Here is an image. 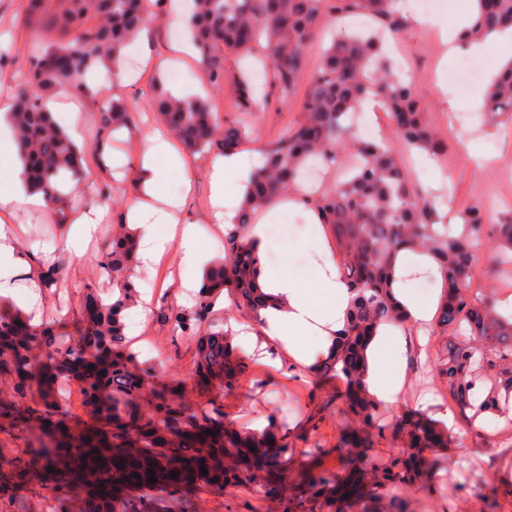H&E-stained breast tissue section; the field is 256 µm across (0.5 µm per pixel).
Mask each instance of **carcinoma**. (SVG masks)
<instances>
[{"mask_svg": "<svg viewBox=\"0 0 512 512\" xmlns=\"http://www.w3.org/2000/svg\"><path fill=\"white\" fill-rule=\"evenodd\" d=\"M56 18L70 38L29 58V77L39 93L23 90L11 123L20 160L32 185L50 209L64 217L68 196L60 190L68 178L81 180L84 154L53 119L46 99L58 91L83 94L84 76L109 66L140 31L159 19L140 0H65ZM396 0H193L189 28L204 63L205 79L224 88V56H245L264 41L265 67L278 101H288L307 64L306 48L329 20L361 14L392 36L406 24ZM95 16V24L87 19ZM512 28V0H475L471 24L462 32L470 41ZM238 110L249 113L268 94L246 73L236 80ZM370 96L388 112L400 139L410 150L436 156L448 141L425 119L419 91L397 78L382 55V43L362 35L334 39L321 68L303 94L304 119L262 151L260 165L247 183L235 229L224 236V260L212 265L189 310H163L160 316L180 335L195 342L193 380L198 385L232 388L246 367L229 330L196 327L208 321L217 300L229 291L239 306L256 315L266 296L259 281L262 263L242 234L254 214L273 199L303 187V171L317 165L334 173V181L304 192L306 204L331 227L343 278L355 293L346 322L337 333L336 353L310 368L316 377L333 375L345 383L339 398L352 423L343 427L338 469L315 466L294 483H284L294 453L288 433L275 418L261 430L234 428L219 405L193 404L179 383L155 382L157 373L133 368L135 356L125 338L124 311L136 297L128 271L137 242L126 230L124 213L112 212V238L100 263L112 278L118 298H100L94 286L84 294L85 326L73 337L59 324L31 323L18 310L0 306V371L14 376L0 414L32 427L30 471L39 481L48 467L66 476L62 512H155L142 496L151 489H189L205 483L215 490L233 486L266 499L288 501L283 512H413L406 494L433 489L428 453L448 447V428L420 413L392 425L405 446L383 467L369 456L374 431L380 430V404L367 392V350L380 325L405 322L392 289L399 252L427 253L438 266L442 295L439 326L448 332V361L441 373L454 406L471 424L493 412L512 411V321L498 312L493 288L473 287L476 252L489 248L497 276L512 280V215L494 218L477 203L460 214L461 229L441 223L426 190L413 180L384 140L361 139L345 116ZM151 106L184 151L233 152L252 133L243 120L221 121L210 102L173 97L154 88ZM484 115L496 125L512 118V61L490 82ZM135 125L124 99L107 102L97 113L90 147L101 154L114 133ZM57 267L41 268V285L59 287ZM78 384L88 419L76 423L63 408L61 386ZM36 398L38 403L28 404ZM101 460H96V457ZM207 474H202L201 469ZM154 474H148V471ZM178 476L172 478L170 473ZM154 476L157 481L150 482Z\"/></svg>", "mask_w": 512, "mask_h": 512, "instance_id": "carcinoma-1", "label": "carcinoma"}]
</instances>
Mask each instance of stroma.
Listing matches in <instances>:
<instances>
[{
  "label": "stroma",
  "instance_id": "stroma-1",
  "mask_svg": "<svg viewBox=\"0 0 512 512\" xmlns=\"http://www.w3.org/2000/svg\"><path fill=\"white\" fill-rule=\"evenodd\" d=\"M29 0H0V40H10L14 51L0 59V98H16L22 88V76L27 71V60L32 51L50 44L68 40L69 34L54 24L60 0H42L39 17L28 18ZM190 0H171L167 16L159 23L152 42L155 56L168 55V46L179 39H187L184 19L190 10ZM405 53L408 82L421 88L425 118L441 135L448 139V156L456 165L449 169L447 177L428 171L422 165V154L407 151L390 124L386 113L373 115V124L367 127L368 135L384 139L400 156L410 174L419 177L427 187L429 198L436 204L450 203L453 213H461L477 202L479 195L512 197V181L492 183L486 172L478 170L468 158L469 143L485 145L489 150L512 158V138L503 136L498 126L481 124L477 113L467 111L468 96H457L458 110L449 111L439 94L440 87L450 86L453 64H442L437 43L428 39L426 31L415 25H407L398 39ZM329 40L316 35L307 48V66L299 78V91L288 103H273L258 107L247 121L253 130L252 140L246 141L244 150L251 151L268 146L303 119L301 92L315 78L321 65L323 52ZM224 69L229 77L223 89L207 86L202 76V64L197 52H189L179 66V79H172L170 71L156 67H143L137 79L127 85L108 89L105 75L90 79L91 91L79 100L83 113L82 142L90 144L94 119L106 97L122 98L135 108L136 126L120 134L125 145L119 150L124 160L123 170L114 176H102L98 189H111V199L120 209H127L136 199L126 182V169L136 166L143 148L145 131L158 127L159 116L150 105L153 84L164 81L167 88L181 87L186 90L201 88L202 95L215 104L221 119L230 121L239 116L233 77L238 73L235 56L224 59ZM202 153L191 154L193 179L191 190H184L180 178H173L163 186L164 193L181 196L179 213L189 220H200L199 233L208 247L212 259L224 255V232L216 224L202 223L201 218L210 207L207 170L201 164ZM279 235L267 238L261 261L264 272L292 270L301 277H309L311 267L304 246L306 224L296 213L284 212L277 222ZM15 234L23 249L38 255L42 261L58 266L62 271L60 287L45 291L40 302L47 320L66 326L69 332H77L82 325V301L85 287L94 284L103 288L110 282L99 266L102 239H95L78 255L66 250V228L51 213L19 214L14 224ZM141 292L151 293L152 313L139 328L146 336L151 350L137 354L138 362L155 365L159 376L177 380L185 388L189 398L204 402L208 393L199 389L192 374L195 364V346L184 337L176 335L171 323L157 315V308L188 309L192 298L181 296L177 283L179 265L175 251H168L149 273L135 278ZM407 342V372L401 395L396 403L383 407V422L391 424L406 413L418 411L427 415L446 413L449 420V448L446 460L440 461L433 479L434 493L424 497H412L413 512H512V481H492L490 464L482 457L485 447L502 439V421L493 418L482 428H470L459 411L448 404L446 383L437 370L448 357V335L435 322L422 328L412 326L404 330ZM340 386L335 379H317L305 365L295 363L283 346L273 352L253 351L247 367L235 387L221 391L217 403L224 412V419L237 426L252 428L266 425L268 415H277L289 432L295 447L294 466L306 464L310 448L325 449V466L338 467L340 460L336 446L341 428L346 422L343 404L335 395ZM55 475H47L40 485L28 480L18 481L13 489L14 498L24 506V512H58L59 504L54 487ZM493 485L495 502L484 500L486 485ZM159 505L171 500L189 501L198 505L201 512H267V504L253 494L241 489L226 488L215 491L206 486L182 491L159 488L153 493Z\"/></svg>",
  "mask_w": 512,
  "mask_h": 512
}]
</instances>
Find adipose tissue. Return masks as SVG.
Segmentation results:
<instances>
[{
    "instance_id": "obj_1",
    "label": "adipose tissue",
    "mask_w": 512,
    "mask_h": 512,
    "mask_svg": "<svg viewBox=\"0 0 512 512\" xmlns=\"http://www.w3.org/2000/svg\"><path fill=\"white\" fill-rule=\"evenodd\" d=\"M414 23L421 28H436L445 56L482 55L487 45H494L502 61L512 60V29L490 35L489 39L471 43L461 42L460 32L468 25L467 13H459L454 25H447L436 17L415 16ZM256 158L255 152H229L208 158L211 209L207 221L230 225L233 210L227 209L229 196H243L244 180ZM0 160L5 161L10 173L7 187L0 189V297L12 299L24 311H31L38 302L33 287L39 275L26 262L24 252L13 237L10 219L21 212H33L44 207L40 192L35 191L23 174V167L9 150L8 141L0 139ZM187 162L170 145L165 133L155 129L146 136V146L139 159L140 179L138 199L126 212L125 219L140 239L139 258L144 268L152 267L168 249H175L179 264L186 275L179 283L182 291L199 288L202 272L209 253L201 240L195 221H187L173 209L160 193L162 185L173 175L185 174ZM86 206L66 216L69 226L66 247L75 253H84L98 233L100 225L111 223L112 213L96 201L93 184H86ZM309 246L316 255L314 275L303 279L290 271L262 276V291L271 303L259 312L261 331L249 334L248 339L258 350L268 342H277L287 349L295 361L304 365L329 357L335 338L343 328L353 294L340 275L335 256L325 245L324 229L315 213H308ZM159 224L173 225L176 234L168 239L155 234ZM433 261L426 255L412 251L400 253L392 283L393 293L412 325L428 323L434 313L433 303L423 301L406 289V279L415 270H429ZM402 329L383 325L368 351L371 364L366 377L369 393L380 402H396L401 394L405 369V348L397 337ZM392 348L398 366L392 374H385L375 362L385 348Z\"/></svg>"
}]
</instances>
